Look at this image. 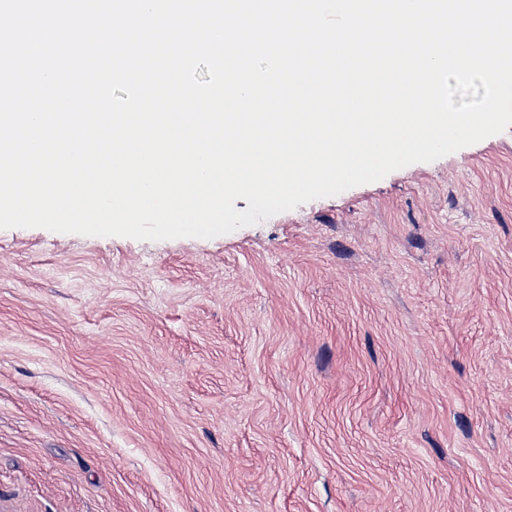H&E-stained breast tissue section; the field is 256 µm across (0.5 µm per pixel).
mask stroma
Listing matches in <instances>:
<instances>
[{"label":"stroma","mask_w":512,"mask_h":512,"mask_svg":"<svg viewBox=\"0 0 512 512\" xmlns=\"http://www.w3.org/2000/svg\"><path fill=\"white\" fill-rule=\"evenodd\" d=\"M0 512H512V127L211 239L0 229Z\"/></svg>","instance_id":"35a3bbf8"}]
</instances>
